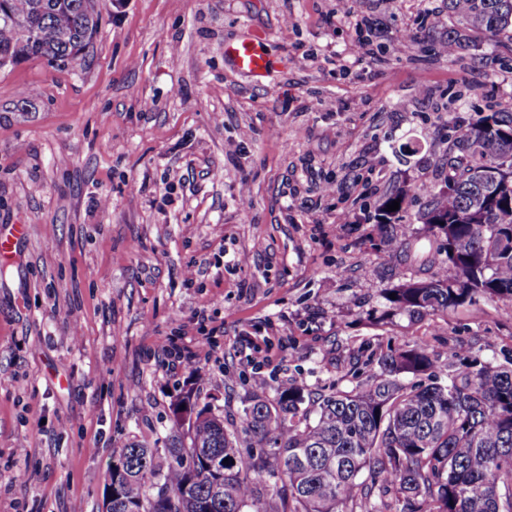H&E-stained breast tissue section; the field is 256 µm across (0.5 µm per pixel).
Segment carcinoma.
Returning a JSON list of instances; mask_svg holds the SVG:
<instances>
[{"instance_id": "cac0c4a2", "label": "carcinoma", "mask_w": 512, "mask_h": 512, "mask_svg": "<svg viewBox=\"0 0 512 512\" xmlns=\"http://www.w3.org/2000/svg\"><path fill=\"white\" fill-rule=\"evenodd\" d=\"M94 0H0V56L66 66L100 29ZM448 52L472 34L512 39V0H443ZM30 19L24 35L16 19ZM445 187L428 189L423 233L402 224L412 188L380 204L375 228L391 258L416 255L417 273L390 289L392 308L423 317L482 295L512 301V111L462 128ZM397 201L399 209L388 210ZM424 345L378 356L365 383L305 407L304 388L272 398L252 389L241 429L197 417L189 446L131 444L114 452L112 512H512V368L464 366L445 383Z\"/></svg>"}]
</instances>
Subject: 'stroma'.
<instances>
[{
    "instance_id": "obj_1",
    "label": "stroma",
    "mask_w": 512,
    "mask_h": 512,
    "mask_svg": "<svg viewBox=\"0 0 512 512\" xmlns=\"http://www.w3.org/2000/svg\"><path fill=\"white\" fill-rule=\"evenodd\" d=\"M95 7L83 58L0 68V231L29 227L0 263V512H102L114 450L187 441L181 396L235 429L253 383L349 391L400 343L442 378L512 359L510 302L392 311L403 275L372 233L400 187L445 185L456 128L512 110L511 40L447 53L426 0ZM244 34L270 77L225 61ZM172 344L213 357L175 366Z\"/></svg>"
}]
</instances>
